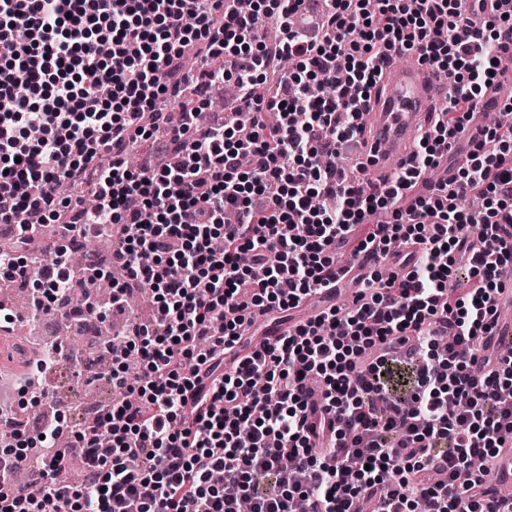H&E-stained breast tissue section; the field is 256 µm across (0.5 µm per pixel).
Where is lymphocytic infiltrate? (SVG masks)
<instances>
[{
  "mask_svg": "<svg viewBox=\"0 0 512 512\" xmlns=\"http://www.w3.org/2000/svg\"><path fill=\"white\" fill-rule=\"evenodd\" d=\"M0 0V224H52L32 272L28 241L0 254V282L78 328L59 296L87 234L116 242L113 296L151 291L153 319L107 347L122 397L77 432L61 417L0 465V512H492L505 499L471 462L512 442V356L492 357L502 268L512 260V96L496 127L468 129L512 57V0ZM278 35L266 42L267 19ZM214 63L185 71L187 49ZM442 74L448 105L386 188L341 176L360 145L392 50ZM277 92L255 96L281 61ZM239 87L253 134L201 122L212 85ZM180 111L161 109L164 95ZM278 125L265 123L267 113ZM168 136L178 163L136 170L131 139ZM466 161L433 182L459 141ZM93 170V208L82 176ZM482 197L475 210L466 198ZM389 220L359 241L355 226ZM352 261L401 259L406 280L366 278L350 311L324 308L238 356L242 326L299 307ZM472 286L458 293L456 274ZM316 381L320 399L304 390ZM81 462L80 483L59 473Z\"/></svg>",
  "mask_w": 512,
  "mask_h": 512,
  "instance_id": "obj_1",
  "label": "lymphocytic infiltrate"
}]
</instances>
